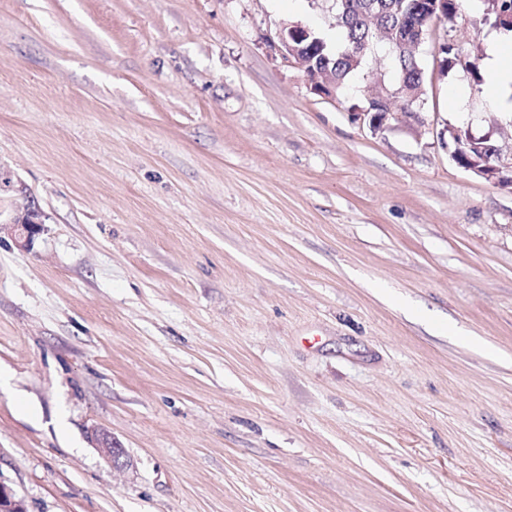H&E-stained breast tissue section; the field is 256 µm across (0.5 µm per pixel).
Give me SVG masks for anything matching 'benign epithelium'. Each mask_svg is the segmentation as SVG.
<instances>
[{"label":"benign epithelium","instance_id":"benign-epithelium-1","mask_svg":"<svg viewBox=\"0 0 512 512\" xmlns=\"http://www.w3.org/2000/svg\"><path fill=\"white\" fill-rule=\"evenodd\" d=\"M484 19L493 21V26L498 29L512 30V14L497 8V0H483ZM317 38L314 32L301 24H286L280 27L274 38L270 39V46L274 48L284 59L298 61L304 70L307 86L313 93L320 96L336 95V83L323 71V64L314 57V47ZM401 99L405 103V113L415 121H422V93L411 89L407 84L393 91L368 93L365 95L363 106L354 113L360 120H366L373 130L383 128L385 122L394 115L393 102ZM454 144H459L462 137L472 142L490 143L489 151L481 153V156L468 159L462 163L458 158V151H453L451 157L459 163V166L471 170L494 184H502L505 177L503 172L512 173V161L502 160L501 149L492 143V133L482 136L474 135L470 129L448 126L445 129ZM43 232V224L40 219V211L34 207H27L23 215L18 216L10 224H0V234L6 233L14 240L15 245L21 251L31 248L36 236ZM0 512H27L24 502L17 494L0 482Z\"/></svg>","mask_w":512,"mask_h":512}]
</instances>
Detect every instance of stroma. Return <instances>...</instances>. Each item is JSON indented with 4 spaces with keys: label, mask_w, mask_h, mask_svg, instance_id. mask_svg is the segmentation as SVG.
I'll list each match as a JSON object with an SVG mask.
<instances>
[{
    "label": "stroma",
    "mask_w": 512,
    "mask_h": 512,
    "mask_svg": "<svg viewBox=\"0 0 512 512\" xmlns=\"http://www.w3.org/2000/svg\"><path fill=\"white\" fill-rule=\"evenodd\" d=\"M336 0H0V482L27 512H512V148L478 0L422 122L356 119L266 39ZM123 450L106 457L93 434ZM465 131L466 135H463V139L467 137L468 141L476 142L473 145V150L475 152H479V145H484V143L479 142H491L492 144L488 146L489 151L487 153L482 152L481 157L469 158L467 163H462L458 158V148L451 153L452 159L461 167L471 170L480 176L484 177L486 180L502 185V180L505 178L503 175L504 171L510 172L509 184L507 186H512V149L510 153V162H504L501 156V149L498 145H496L492 141V134H485L482 136H475L469 128L461 129L460 127H451L447 126L444 132L440 133L442 135L443 143L448 146V143L445 142V133H448L449 137L453 140L456 146L459 145V141L462 138V132ZM40 216L37 208L28 206L23 215L16 217L11 224H0V237L7 233L19 250L28 251L36 236L44 230Z\"/></svg>",
    "instance_id": "obj_1"
}]
</instances>
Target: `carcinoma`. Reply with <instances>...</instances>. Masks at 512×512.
I'll list each match as a JSON object with an SVG mask.
<instances>
[{
  "instance_id": "cac0c4a2",
  "label": "carcinoma",
  "mask_w": 512,
  "mask_h": 512,
  "mask_svg": "<svg viewBox=\"0 0 512 512\" xmlns=\"http://www.w3.org/2000/svg\"><path fill=\"white\" fill-rule=\"evenodd\" d=\"M417 7V0H336V27L345 32L346 45L334 50L324 37H319L336 83L344 85L364 65V60L356 59L348 50L363 47L370 51L374 43L382 39L384 31L393 40L413 39L415 27L420 23ZM395 62L400 81L416 83L420 80L417 55L398 53Z\"/></svg>"
}]
</instances>
